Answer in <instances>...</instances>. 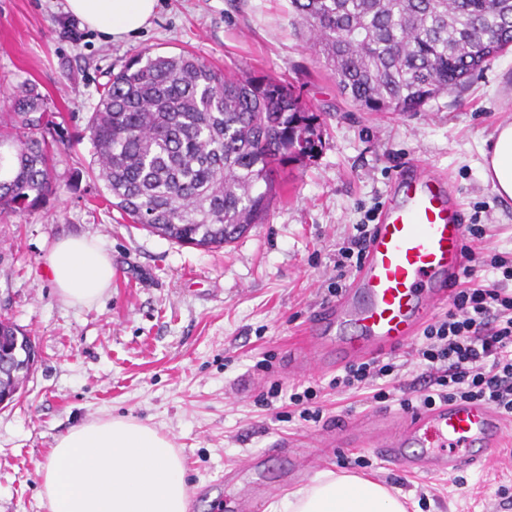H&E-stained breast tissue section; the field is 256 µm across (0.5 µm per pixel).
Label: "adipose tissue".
Segmentation results:
<instances>
[{
	"mask_svg": "<svg viewBox=\"0 0 512 512\" xmlns=\"http://www.w3.org/2000/svg\"><path fill=\"white\" fill-rule=\"evenodd\" d=\"M159 0H66L89 28L113 40L136 36L158 11ZM484 176L512 200V121L500 124L484 154ZM58 294L91 305L112 284V263L95 241L69 237L49 258ZM49 512H188L184 462L155 427L123 417L95 418L57 437L38 471ZM271 512H406L385 485L341 470L320 472L289 491Z\"/></svg>",
	"mask_w": 512,
	"mask_h": 512,
	"instance_id": "1",
	"label": "adipose tissue"
}]
</instances>
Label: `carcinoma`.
<instances>
[{"label": "carcinoma", "mask_w": 512, "mask_h": 512, "mask_svg": "<svg viewBox=\"0 0 512 512\" xmlns=\"http://www.w3.org/2000/svg\"><path fill=\"white\" fill-rule=\"evenodd\" d=\"M306 43L364 112H420L464 88L512 46V0H290ZM31 83L0 122V215L58 193L56 139ZM93 168L112 206L166 239L210 248L264 219L275 175L319 153V115L294 87L239 77L192 54L141 51L103 85L87 123ZM25 335L0 320V358Z\"/></svg>", "instance_id": "cac0c4a2"}]
</instances>
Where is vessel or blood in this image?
I'll use <instances>...</instances> for the list:
<instances>
[{"label": "vessel or blood", "instance_id": "b4317fda", "mask_svg": "<svg viewBox=\"0 0 512 512\" xmlns=\"http://www.w3.org/2000/svg\"><path fill=\"white\" fill-rule=\"evenodd\" d=\"M460 200L444 176L410 165L374 225L348 288L322 307L291 367L343 364L407 345L435 307L447 303L465 264ZM505 425L482 402H448L407 416L384 413L336 429L342 448H367L396 469L452 475L481 468Z\"/></svg>", "mask_w": 512, "mask_h": 512}]
</instances>
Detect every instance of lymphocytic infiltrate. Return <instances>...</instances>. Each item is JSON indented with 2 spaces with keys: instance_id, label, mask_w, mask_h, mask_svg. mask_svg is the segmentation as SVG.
I'll use <instances>...</instances> for the list:
<instances>
[{
  "instance_id": "f902f5d3",
  "label": "lymphocytic infiltrate",
  "mask_w": 512,
  "mask_h": 512,
  "mask_svg": "<svg viewBox=\"0 0 512 512\" xmlns=\"http://www.w3.org/2000/svg\"><path fill=\"white\" fill-rule=\"evenodd\" d=\"M486 267L499 278L482 277ZM414 357L428 378L416 398L402 396L395 365L375 357L349 364L330 385L373 387L375 401L397 400L407 412L440 402H484L512 422V258L469 253L447 313L424 327Z\"/></svg>"
}]
</instances>
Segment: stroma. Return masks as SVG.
<instances>
[{
	"instance_id": "obj_1",
	"label": "stroma",
	"mask_w": 512,
	"mask_h": 512,
	"mask_svg": "<svg viewBox=\"0 0 512 512\" xmlns=\"http://www.w3.org/2000/svg\"><path fill=\"white\" fill-rule=\"evenodd\" d=\"M65 0H0V114L8 90L35 84L57 129L61 189L39 208L0 217V320L33 337L37 360L0 407V512H48L39 468L80 423L124 416L167 434L187 467L188 512H268L329 467L409 496V512H512V429L484 469L410 474L366 448L312 449L304 475L267 448L377 410L368 389L339 392L336 369L292 373L299 334L333 301L337 249L375 224L397 171L411 161L447 177L469 224L488 225L485 251L512 253V200L483 175L500 121L512 116V49L465 89L423 111L363 112L309 49L289 0H160L150 26L112 41L66 33ZM192 52L216 66L293 84L323 122V147L289 166L262 223L219 249L149 233L121 218L90 170L86 125L109 74L134 53ZM70 236L96 239L112 286L90 306L57 294L49 255ZM312 388L320 422L288 397Z\"/></svg>"
}]
</instances>
